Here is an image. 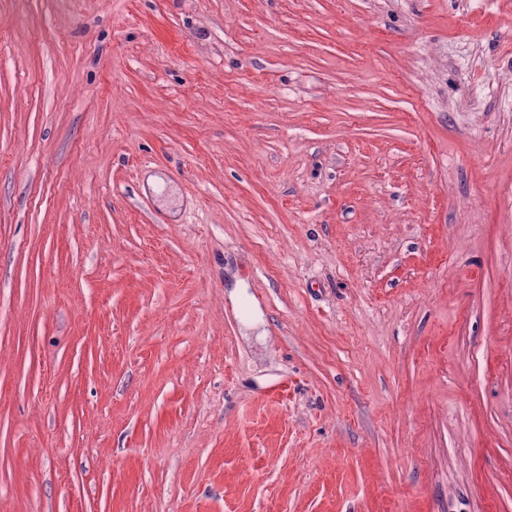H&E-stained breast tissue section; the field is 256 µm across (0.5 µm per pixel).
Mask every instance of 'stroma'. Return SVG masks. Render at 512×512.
Wrapping results in <instances>:
<instances>
[{
    "label": "stroma",
    "instance_id": "stroma-1",
    "mask_svg": "<svg viewBox=\"0 0 512 512\" xmlns=\"http://www.w3.org/2000/svg\"><path fill=\"white\" fill-rule=\"evenodd\" d=\"M0 512H512V0H0Z\"/></svg>",
    "mask_w": 512,
    "mask_h": 512
}]
</instances>
